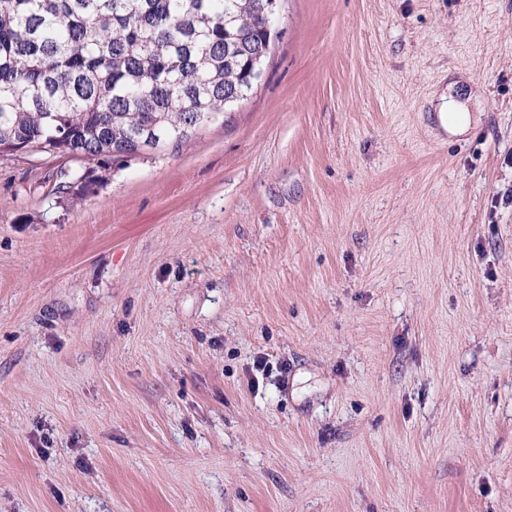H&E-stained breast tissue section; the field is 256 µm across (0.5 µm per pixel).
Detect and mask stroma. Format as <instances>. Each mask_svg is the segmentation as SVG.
Wrapping results in <instances>:
<instances>
[{"label": "stroma", "instance_id": "35a3bbf8", "mask_svg": "<svg viewBox=\"0 0 512 512\" xmlns=\"http://www.w3.org/2000/svg\"><path fill=\"white\" fill-rule=\"evenodd\" d=\"M277 30L83 198L0 157V512H512V0ZM447 112H440L442 125L451 135H461L469 128L472 117L463 103L448 101Z\"/></svg>", "mask_w": 512, "mask_h": 512}]
</instances>
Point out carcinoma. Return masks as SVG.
Returning <instances> with one entry per match:
<instances>
[{
    "mask_svg": "<svg viewBox=\"0 0 512 512\" xmlns=\"http://www.w3.org/2000/svg\"><path fill=\"white\" fill-rule=\"evenodd\" d=\"M266 0H0V145L84 162L75 197L114 156L177 146L231 111L273 44Z\"/></svg>",
    "mask_w": 512,
    "mask_h": 512,
    "instance_id": "obj_1",
    "label": "carcinoma"
}]
</instances>
